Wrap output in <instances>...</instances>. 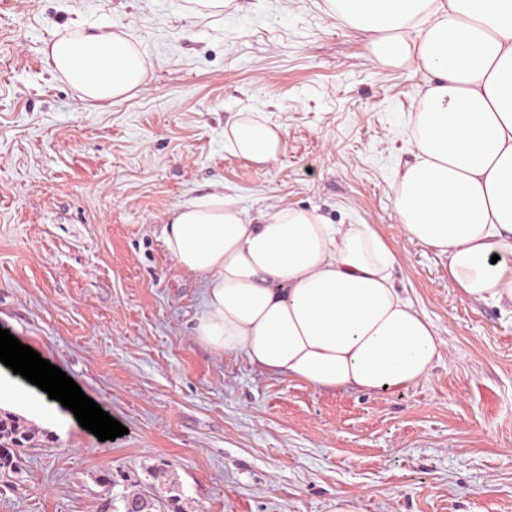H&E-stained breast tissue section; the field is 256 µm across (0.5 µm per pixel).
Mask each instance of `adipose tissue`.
I'll use <instances>...</instances> for the list:
<instances>
[{"mask_svg": "<svg viewBox=\"0 0 512 512\" xmlns=\"http://www.w3.org/2000/svg\"><path fill=\"white\" fill-rule=\"evenodd\" d=\"M325 6L369 33L379 59L429 81L409 115L412 159L393 183L404 233L447 259L467 300L512 303V0ZM48 59L94 101L121 98L147 77L145 56L115 33L61 36ZM224 148L276 160L281 128L239 113ZM161 238L202 281L195 338L214 354L317 389L404 388L442 359L438 326L396 286V253L373 225L290 206L254 210L217 190L173 210Z\"/></svg>", "mask_w": 512, "mask_h": 512, "instance_id": "ef3b65f1", "label": "adipose tissue"}]
</instances>
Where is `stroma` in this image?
I'll return each mask as SVG.
<instances>
[{
  "label": "stroma",
  "mask_w": 512,
  "mask_h": 512,
  "mask_svg": "<svg viewBox=\"0 0 512 512\" xmlns=\"http://www.w3.org/2000/svg\"><path fill=\"white\" fill-rule=\"evenodd\" d=\"M0 0V328L126 427L99 441L10 403L36 432L0 469V512H512V317L468 302L393 203L421 73L379 61L324 0ZM126 36L151 64L131 97H82L56 37ZM239 112L283 132L257 164L224 148ZM232 189L372 224L397 285L440 329L431 375L393 391L321 390L194 337L200 278L168 257L170 212Z\"/></svg>",
  "instance_id": "35a3bbf8"
}]
</instances>
